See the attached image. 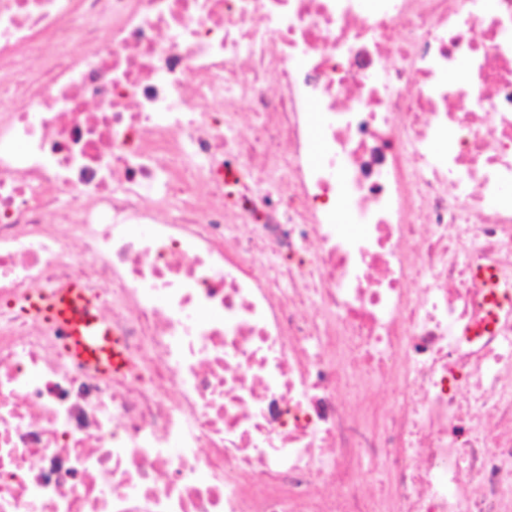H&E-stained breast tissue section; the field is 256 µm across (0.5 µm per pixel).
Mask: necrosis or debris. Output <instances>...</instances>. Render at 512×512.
<instances>
[{"instance_id": "1", "label": "necrosis or debris", "mask_w": 512, "mask_h": 512, "mask_svg": "<svg viewBox=\"0 0 512 512\" xmlns=\"http://www.w3.org/2000/svg\"><path fill=\"white\" fill-rule=\"evenodd\" d=\"M4 98L0 512H512V0H0ZM29 311L55 324L66 352L80 364L109 375L123 369L122 340L99 317L95 299L79 280L37 293Z\"/></svg>"}]
</instances>
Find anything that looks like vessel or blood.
Wrapping results in <instances>:
<instances>
[{"label":"vessel or blood","instance_id":"b4317fda","mask_svg":"<svg viewBox=\"0 0 512 512\" xmlns=\"http://www.w3.org/2000/svg\"><path fill=\"white\" fill-rule=\"evenodd\" d=\"M29 310L55 324L66 352L80 364L104 374L123 369L122 340L99 317L95 299L80 281L37 293Z\"/></svg>","mask_w":512,"mask_h":512}]
</instances>
